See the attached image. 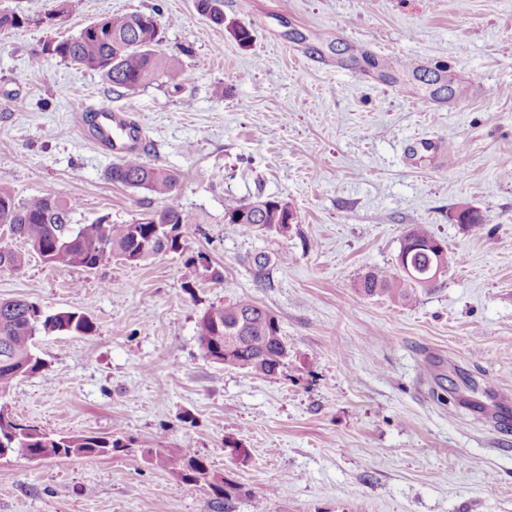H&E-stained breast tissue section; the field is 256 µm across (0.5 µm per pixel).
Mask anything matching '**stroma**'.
<instances>
[{"instance_id": "stroma-1", "label": "stroma", "mask_w": 512, "mask_h": 512, "mask_svg": "<svg viewBox=\"0 0 512 512\" xmlns=\"http://www.w3.org/2000/svg\"><path fill=\"white\" fill-rule=\"evenodd\" d=\"M248 46L196 0H83L56 26L0 36V172L17 200L77 201L75 224L158 212L112 183L86 106L122 108L145 159L173 170L198 224L188 253L211 282L160 254L92 271L0 270V300L77 311L89 335L39 334L45 366L0 397L15 423L66 436L191 445L242 484L217 507L144 461L0 459V512H512V0H222ZM151 13L191 81L111 91L95 71L40 55L90 22ZM417 88L421 104L406 96ZM298 221L242 235L224 209L256 197ZM468 207L485 223L453 221ZM458 261L441 287L396 307L358 293L393 268L411 225ZM271 258L265 285L248 259ZM251 297L288 345L272 376L204 357L196 324ZM249 449L237 460L232 444Z\"/></svg>"}]
</instances>
